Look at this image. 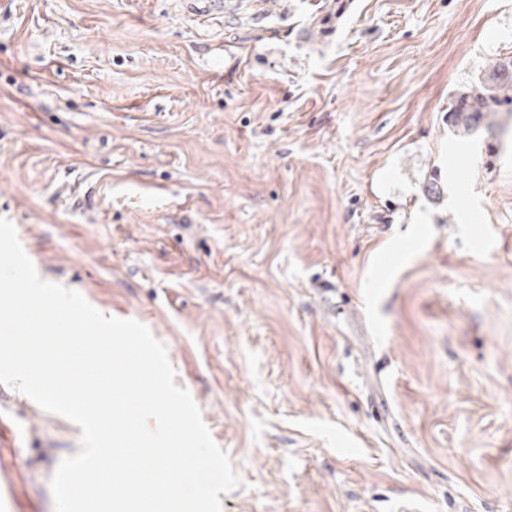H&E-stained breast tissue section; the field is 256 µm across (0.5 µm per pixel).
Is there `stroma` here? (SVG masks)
<instances>
[{"label":"stroma","mask_w":512,"mask_h":512,"mask_svg":"<svg viewBox=\"0 0 512 512\" xmlns=\"http://www.w3.org/2000/svg\"><path fill=\"white\" fill-rule=\"evenodd\" d=\"M512 0H10L0 218L144 324L222 512H512V115L450 124ZM81 429L0 402L14 512Z\"/></svg>","instance_id":"1"}]
</instances>
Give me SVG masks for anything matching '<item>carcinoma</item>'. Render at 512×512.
Returning a JSON list of instances; mask_svg holds the SVG:
<instances>
[{
  "mask_svg": "<svg viewBox=\"0 0 512 512\" xmlns=\"http://www.w3.org/2000/svg\"><path fill=\"white\" fill-rule=\"evenodd\" d=\"M500 112L512 113L511 58L496 60L480 87L455 96L449 103L448 118L452 125L469 134L482 129L493 135V117Z\"/></svg>",
  "mask_w": 512,
  "mask_h": 512,
  "instance_id": "cac0c4a2",
  "label": "carcinoma"
}]
</instances>
